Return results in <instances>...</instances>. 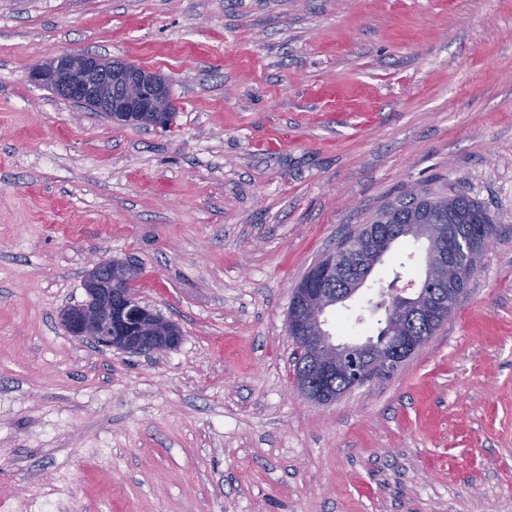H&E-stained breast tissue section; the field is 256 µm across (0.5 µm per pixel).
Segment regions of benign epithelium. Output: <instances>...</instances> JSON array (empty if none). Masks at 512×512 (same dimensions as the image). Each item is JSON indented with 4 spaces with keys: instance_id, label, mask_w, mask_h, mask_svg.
Returning <instances> with one entry per match:
<instances>
[{
    "instance_id": "benign-epithelium-1",
    "label": "benign epithelium",
    "mask_w": 512,
    "mask_h": 512,
    "mask_svg": "<svg viewBox=\"0 0 512 512\" xmlns=\"http://www.w3.org/2000/svg\"><path fill=\"white\" fill-rule=\"evenodd\" d=\"M26 77L83 106L113 113L115 124L121 127L165 128L173 111L168 79L130 62H106L94 55L68 52L29 68ZM365 228L360 225L344 243V253L377 250L378 235L363 233ZM493 241L494 234L482 229L454 250L435 253V264L425 268L419 287L433 284L438 288L436 299L421 303L418 290L411 296H395L389 311L399 318L398 327L386 328L363 343L335 342L327 328V314L351 299L366 280L334 294L328 284L341 273L336 259L317 265L288 314L287 331L296 354L308 355L306 373L294 378L293 389L311 402L328 404L368 380L393 377L429 341L427 336L414 334V320L442 317L448 303L456 304L461 298L460 283L474 276L476 265L462 260V254L483 255ZM139 277L128 261L95 262L84 281L87 300L62 312L70 335L134 354H161L177 348L183 339L180 329L138 300Z\"/></svg>"
}]
</instances>
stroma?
<instances>
[{"mask_svg":"<svg viewBox=\"0 0 512 512\" xmlns=\"http://www.w3.org/2000/svg\"><path fill=\"white\" fill-rule=\"evenodd\" d=\"M73 51L167 77L170 125L27 80ZM427 189L496 220L468 294L393 378L292 394L293 288ZM93 257L138 264L178 348L69 335ZM0 512H512V0H0Z\"/></svg>","mask_w":512,"mask_h":512,"instance_id":"1","label":"stroma"}]
</instances>
